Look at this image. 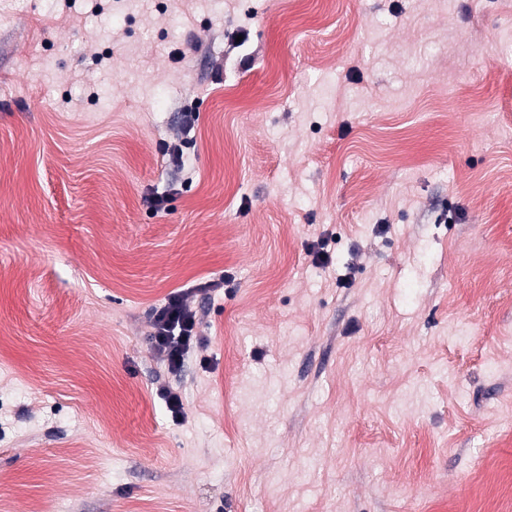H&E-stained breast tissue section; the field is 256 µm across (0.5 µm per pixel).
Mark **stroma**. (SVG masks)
Masks as SVG:
<instances>
[{
    "instance_id": "obj_1",
    "label": "stroma",
    "mask_w": 512,
    "mask_h": 512,
    "mask_svg": "<svg viewBox=\"0 0 512 512\" xmlns=\"http://www.w3.org/2000/svg\"><path fill=\"white\" fill-rule=\"evenodd\" d=\"M0 512H512V0H0ZM150 339L154 353L169 370H180L187 354L199 343L197 313L187 305L182 292L171 293L155 310Z\"/></svg>"
}]
</instances>
